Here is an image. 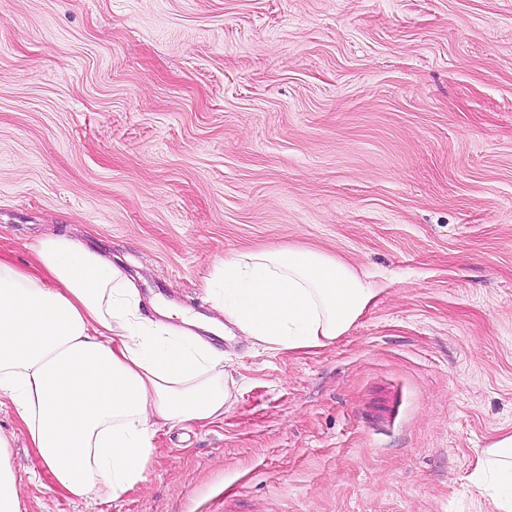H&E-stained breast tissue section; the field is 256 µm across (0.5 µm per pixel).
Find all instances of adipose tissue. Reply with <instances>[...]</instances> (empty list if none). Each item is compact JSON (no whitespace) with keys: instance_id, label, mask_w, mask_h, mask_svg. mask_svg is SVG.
Returning a JSON list of instances; mask_svg holds the SVG:
<instances>
[{"instance_id":"1","label":"adipose tissue","mask_w":512,"mask_h":512,"mask_svg":"<svg viewBox=\"0 0 512 512\" xmlns=\"http://www.w3.org/2000/svg\"><path fill=\"white\" fill-rule=\"evenodd\" d=\"M31 252L27 267L0 258V398L19 422L0 431V512H22L16 437L72 497H119L143 481L159 426L205 425L232 407L224 355L208 335L231 326L274 350H313L343 336L376 295L325 253L246 251L216 263L205 282L223 321L166 306L150 320L128 275L81 240L53 233ZM475 470L494 471V512H512V433Z\"/></svg>"}]
</instances>
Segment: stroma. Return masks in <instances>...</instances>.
Listing matches in <instances>:
<instances>
[{"mask_svg":"<svg viewBox=\"0 0 512 512\" xmlns=\"http://www.w3.org/2000/svg\"><path fill=\"white\" fill-rule=\"evenodd\" d=\"M218 317L240 250L377 290L325 347L213 339L235 402L75 499L16 443L25 512H485L512 432V0H0V256L48 232ZM401 400L394 425L381 417Z\"/></svg>","mask_w":512,"mask_h":512,"instance_id":"1","label":"stroma"}]
</instances>
